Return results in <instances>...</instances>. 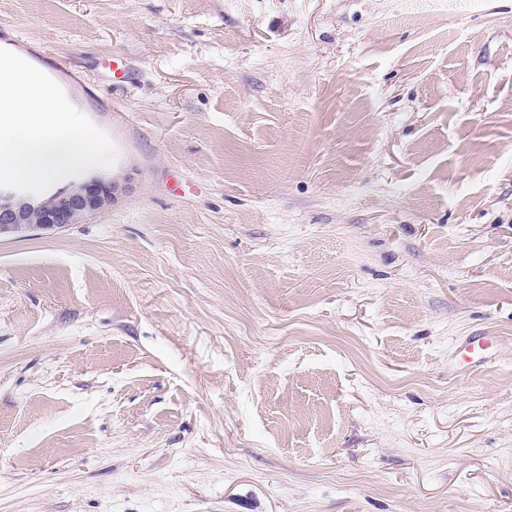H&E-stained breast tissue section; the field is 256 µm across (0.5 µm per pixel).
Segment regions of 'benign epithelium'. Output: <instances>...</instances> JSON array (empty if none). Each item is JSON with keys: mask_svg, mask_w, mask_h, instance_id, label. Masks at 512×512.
Segmentation results:
<instances>
[{"mask_svg": "<svg viewBox=\"0 0 512 512\" xmlns=\"http://www.w3.org/2000/svg\"><path fill=\"white\" fill-rule=\"evenodd\" d=\"M112 174L92 170L40 195L0 188V235L23 236L37 230H63L83 223L112 204Z\"/></svg>", "mask_w": 512, "mask_h": 512, "instance_id": "benign-epithelium-1", "label": "benign epithelium"}]
</instances>
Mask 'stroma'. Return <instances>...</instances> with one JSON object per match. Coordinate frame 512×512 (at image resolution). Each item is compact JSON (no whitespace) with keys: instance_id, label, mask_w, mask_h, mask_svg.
<instances>
[{"instance_id":"1","label":"stroma","mask_w":512,"mask_h":512,"mask_svg":"<svg viewBox=\"0 0 512 512\" xmlns=\"http://www.w3.org/2000/svg\"><path fill=\"white\" fill-rule=\"evenodd\" d=\"M0 48L122 186L0 237V512H512V0H0Z\"/></svg>"}]
</instances>
